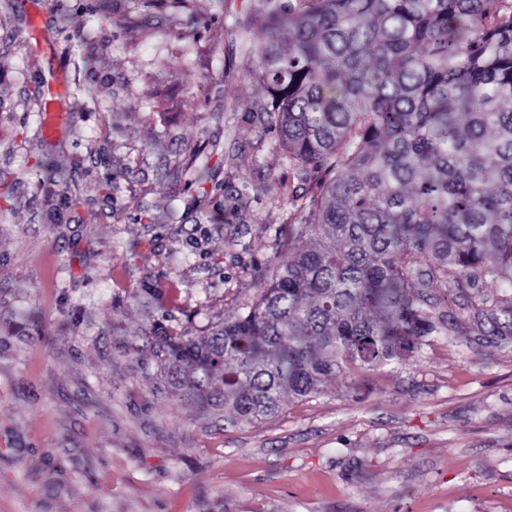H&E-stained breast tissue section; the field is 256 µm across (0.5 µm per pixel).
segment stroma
<instances>
[{
	"label": "stroma",
	"mask_w": 512,
	"mask_h": 512,
	"mask_svg": "<svg viewBox=\"0 0 512 512\" xmlns=\"http://www.w3.org/2000/svg\"><path fill=\"white\" fill-rule=\"evenodd\" d=\"M94 3L0 0V512H512V343L433 337L234 429L167 390L151 337L203 338L250 301L287 257L288 195L314 188L256 109L264 31L224 24L259 0ZM45 153L65 184L31 171ZM244 181L262 193L232 207ZM432 295L465 320L512 302Z\"/></svg>",
	"instance_id": "stroma-1"
}]
</instances>
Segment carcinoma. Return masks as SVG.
Masks as SVG:
<instances>
[{
  "instance_id": "cac0c4a2",
  "label": "carcinoma",
  "mask_w": 512,
  "mask_h": 512,
  "mask_svg": "<svg viewBox=\"0 0 512 512\" xmlns=\"http://www.w3.org/2000/svg\"><path fill=\"white\" fill-rule=\"evenodd\" d=\"M256 78L301 182L288 259L204 341L155 337L171 394L275 417L349 368L379 369L430 336L506 340L512 307L448 322L426 289L512 288V0H259ZM134 112L112 114L132 130ZM261 188L234 187L246 205Z\"/></svg>"
}]
</instances>
